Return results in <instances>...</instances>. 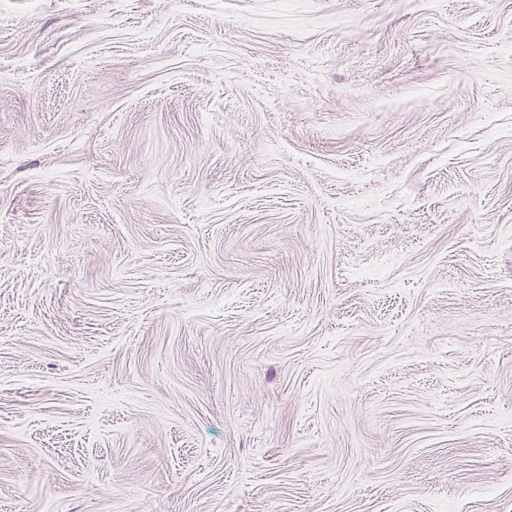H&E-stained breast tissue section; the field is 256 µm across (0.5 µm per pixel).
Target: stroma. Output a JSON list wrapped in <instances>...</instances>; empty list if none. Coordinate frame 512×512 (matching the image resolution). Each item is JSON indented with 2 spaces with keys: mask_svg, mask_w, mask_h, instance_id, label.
<instances>
[{
  "mask_svg": "<svg viewBox=\"0 0 512 512\" xmlns=\"http://www.w3.org/2000/svg\"><path fill=\"white\" fill-rule=\"evenodd\" d=\"M0 512H512V0H0Z\"/></svg>",
  "mask_w": 512,
  "mask_h": 512,
  "instance_id": "1",
  "label": "stroma"
}]
</instances>
